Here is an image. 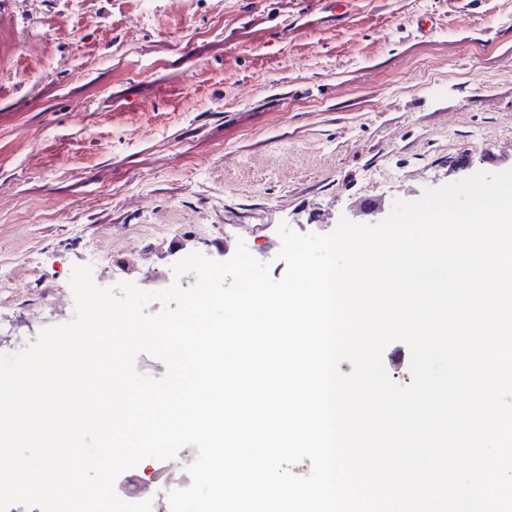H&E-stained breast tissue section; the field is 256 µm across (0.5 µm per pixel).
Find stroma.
I'll list each match as a JSON object with an SVG mask.
<instances>
[{"instance_id":"obj_1","label":"stroma","mask_w":512,"mask_h":512,"mask_svg":"<svg viewBox=\"0 0 512 512\" xmlns=\"http://www.w3.org/2000/svg\"><path fill=\"white\" fill-rule=\"evenodd\" d=\"M11 0L0 21V352L69 322L74 267L157 291L192 253L279 260L280 225L385 219L512 169V0ZM433 14L431 36L412 37ZM151 97L155 108L135 101ZM384 199L353 213L361 196ZM103 259L92 262L91 251ZM188 459L122 472L125 501Z\"/></svg>"}]
</instances>
